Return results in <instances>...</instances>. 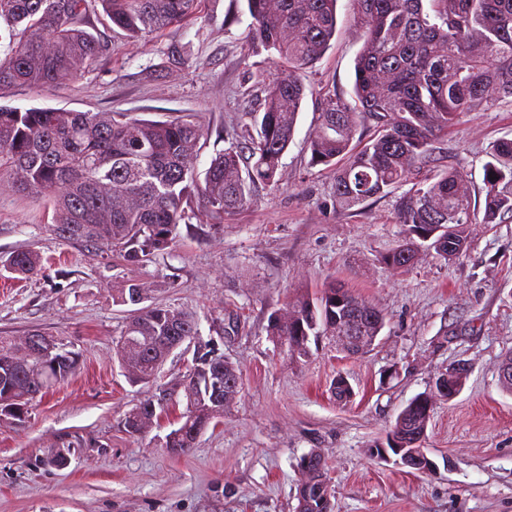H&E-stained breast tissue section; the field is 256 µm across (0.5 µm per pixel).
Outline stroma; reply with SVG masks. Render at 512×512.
Listing matches in <instances>:
<instances>
[{"label":"stroma","mask_w":512,"mask_h":512,"mask_svg":"<svg viewBox=\"0 0 512 512\" xmlns=\"http://www.w3.org/2000/svg\"><path fill=\"white\" fill-rule=\"evenodd\" d=\"M228 6L206 0L183 33L136 42L96 11L90 21L106 50L92 70L47 87L1 86L0 104L153 120L192 114L209 128L196 160L206 169L216 151L240 141L249 113L285 71L277 55L247 42L245 24L225 26ZM361 34L348 0H339L332 46L304 74L278 185H257L252 204L223 223L180 225L152 261L132 264L64 240L47 200L0 185V258L27 248L43 257L28 279L0 278V340L17 344L38 330L83 354L74 377L31 402L25 423L0 424V512H296L300 460L312 451L325 461L333 512H512V394L498 374L512 351V219L468 225L456 259L423 253L397 269L383 257L401 239L396 201L410 183L342 212L334 172L309 164L320 102L350 95ZM181 46L183 65L172 59ZM501 138H512V104L464 114L419 173L455 167L483 208L486 153ZM132 283L200 322V341L174 350L149 385L131 382L113 353L129 308L112 296ZM332 284L385 315L374 349L352 356L331 336L305 358L276 347L271 313ZM228 319L237 330L220 337L213 324ZM209 340L239 368L242 390L175 457L164 442L185 409L180 384ZM459 363L470 369L466 383L455 398L436 399L424 439L436 472L371 456L408 403ZM339 375L355 390L345 404L331 393ZM151 395L168 396V413L133 438L121 420ZM60 450L62 467L50 461Z\"/></svg>","instance_id":"stroma-1"}]
</instances>
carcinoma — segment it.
Returning a JSON list of instances; mask_svg holds the SVG:
<instances>
[{"label":"carcinoma","mask_w":512,"mask_h":512,"mask_svg":"<svg viewBox=\"0 0 512 512\" xmlns=\"http://www.w3.org/2000/svg\"><path fill=\"white\" fill-rule=\"evenodd\" d=\"M206 0H0V86H46L76 80L103 53L85 26L99 5L112 25L136 41L161 34L199 17ZM225 23L247 15L252 44L275 52L287 72L268 85L263 111L251 116L256 134L246 151L217 152L204 172L196 168L198 145L207 129L198 120L116 119L107 112L0 105V182L52 206L59 237L103 251L117 250L134 263L152 260L172 243L178 225L192 219L198 199L212 220H224L249 205L252 189L279 182L306 96L305 70L316 64L336 34L338 0H231ZM362 28L355 59L351 99L328 94L321 101L319 125L310 141L313 166L336 170L337 206L350 211L413 181L397 204L401 243L384 261L402 268L418 254L435 252L450 260L467 244L473 223L471 197L460 172L450 167L411 179L426 162L438 136L467 112L512 103V0H350ZM375 127L374 137L356 139L359 123ZM483 166L484 223L512 218V139L495 141ZM42 265L33 250L14 252L4 269L26 278ZM385 326L383 314L365 299L334 285L320 296L299 297L287 314L268 320V336L290 355L306 357L321 336H360L368 340ZM177 336H199L190 313L154 303L133 309L115 355L143 378L156 375L154 361L174 350ZM49 358L0 345V421L20 425L29 403L80 369V353L55 343ZM223 367L224 403L214 402L216 366ZM241 379L238 368L210 349L199 354L183 380L186 410L165 437L164 448L179 456L239 394L227 386ZM414 398L397 416L388 437L407 448L428 429L423 403ZM146 398L121 420L138 437L143 421L166 412L149 411ZM298 492L297 512H332V490L322 456L312 452Z\"/></svg>","instance_id":"cac0c4a2"}]
</instances>
